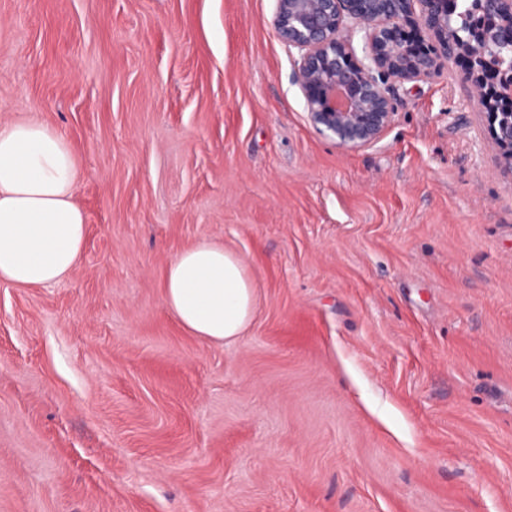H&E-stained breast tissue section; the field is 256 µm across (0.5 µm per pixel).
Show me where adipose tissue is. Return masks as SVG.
<instances>
[{"instance_id":"obj_1","label":"adipose tissue","mask_w":512,"mask_h":512,"mask_svg":"<svg viewBox=\"0 0 512 512\" xmlns=\"http://www.w3.org/2000/svg\"><path fill=\"white\" fill-rule=\"evenodd\" d=\"M81 178L59 134L34 120L0 124V282L51 285L78 266L86 237L74 200ZM163 302L189 333L214 344L241 336L255 312L244 262L208 240L169 263Z\"/></svg>"}]
</instances>
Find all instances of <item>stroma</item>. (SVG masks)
Segmentation results:
<instances>
[{
    "label": "stroma",
    "instance_id": "stroma-1",
    "mask_svg": "<svg viewBox=\"0 0 512 512\" xmlns=\"http://www.w3.org/2000/svg\"><path fill=\"white\" fill-rule=\"evenodd\" d=\"M277 0H0V123L77 155L80 264L0 283V512H512V172L461 65L319 135ZM210 239L246 332L165 308ZM163 302L189 333L223 345L248 329L255 312L254 287L244 262L208 240L169 263Z\"/></svg>",
    "mask_w": 512,
    "mask_h": 512
}]
</instances>
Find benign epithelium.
I'll return each mask as SVG.
<instances>
[{"mask_svg": "<svg viewBox=\"0 0 512 512\" xmlns=\"http://www.w3.org/2000/svg\"><path fill=\"white\" fill-rule=\"evenodd\" d=\"M479 12L462 37L448 25V0H278L274 27L298 52L294 79L310 124L339 147L372 145L392 124L388 81H425L440 59H457L491 144L512 169V73L487 59L491 45L512 44V0H480ZM408 28L427 31L434 45H409ZM357 30L360 56L352 40Z\"/></svg>", "mask_w": 512, "mask_h": 512, "instance_id": "obj_1", "label": "benign epithelium"}]
</instances>
